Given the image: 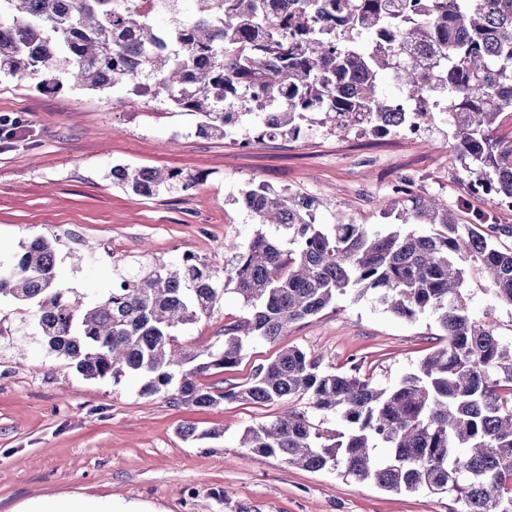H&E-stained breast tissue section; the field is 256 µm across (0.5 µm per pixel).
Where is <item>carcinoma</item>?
Segmentation results:
<instances>
[{"instance_id": "1", "label": "carcinoma", "mask_w": 512, "mask_h": 512, "mask_svg": "<svg viewBox=\"0 0 512 512\" xmlns=\"http://www.w3.org/2000/svg\"><path fill=\"white\" fill-rule=\"evenodd\" d=\"M179 0L148 14L140 0H0V75L53 91L124 89L199 116L197 133L297 138L309 115L398 134L415 118L454 128L453 149L481 193L512 207V0ZM165 14V22L154 20ZM411 102L394 111V94ZM275 102V120L258 110ZM112 182L138 195L179 192L181 170L115 166ZM260 225L248 245L227 242L219 272L186 255L140 266L82 304L57 283L51 243L33 239L6 272L0 296L38 305L46 347L86 379L143 380L144 395L196 407L222 401L283 405L248 428L241 447L310 471L332 469L385 491L446 493L460 512H512V342L472 316L462 263L479 264L493 299L512 307L511 224L482 211L460 218L405 176L387 198L401 224L430 233H382L367 224H319L318 201L260 182L241 191ZM235 285L246 315L224 325L217 350L185 352L178 332L207 317ZM353 290L408 321L429 313L445 343L391 387L358 363L343 371L293 347L257 366L248 383L212 391L196 378L238 364L248 345L273 342ZM308 407L339 415L315 424Z\"/></svg>"}]
</instances>
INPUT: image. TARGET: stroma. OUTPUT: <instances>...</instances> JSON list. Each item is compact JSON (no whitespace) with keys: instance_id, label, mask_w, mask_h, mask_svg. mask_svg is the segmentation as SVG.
Listing matches in <instances>:
<instances>
[{"instance_id":"obj_1","label":"stroma","mask_w":512,"mask_h":512,"mask_svg":"<svg viewBox=\"0 0 512 512\" xmlns=\"http://www.w3.org/2000/svg\"><path fill=\"white\" fill-rule=\"evenodd\" d=\"M28 125L13 149L0 150V260L43 237L56 249L57 279L88 303L138 264L192 253L221 269L224 243H248L256 224L238 203L249 181L317 198L316 221L345 217L389 231L395 216L379 202L409 175L418 188L512 224V209L470 190L451 152L452 126L407 139L358 129L339 134L314 124L298 138L256 141L240 150L197 135L198 118L125 92L63 86L45 93L30 79H0V114ZM177 169L199 176L193 188L142 196L113 184L111 170ZM474 316L489 317L512 341V307L496 303L476 268L465 284ZM37 306L0 298V512H27L42 500L91 501L102 512H448L447 494L387 492L339 471H308L241 448L246 428L275 418L278 406L223 402L210 408L141 394L137 384L88 380L48 351ZM245 314L226 291L211 316L185 326L188 350L224 342L225 324ZM434 316L400 319L372 296L347 293L333 307L294 324L275 342H255L242 361L200 377L201 385L246 384L254 369L299 347L324 367L362 365L382 387L396 384L435 350ZM192 425L199 439H184ZM221 430L220 438L206 430Z\"/></svg>"}]
</instances>
